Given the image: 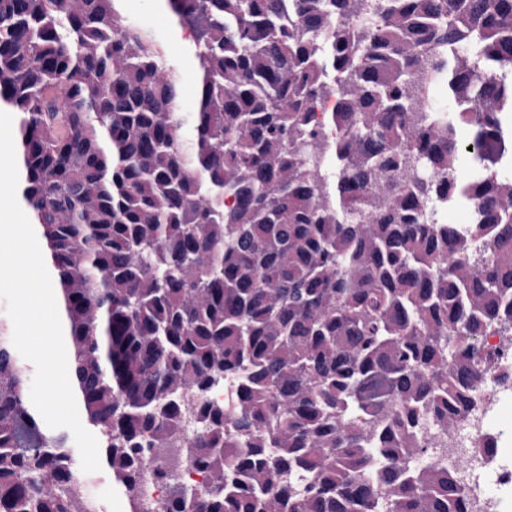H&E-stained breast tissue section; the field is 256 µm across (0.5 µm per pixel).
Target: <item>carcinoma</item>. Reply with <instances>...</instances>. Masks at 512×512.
<instances>
[{
    "label": "carcinoma",
    "instance_id": "obj_1",
    "mask_svg": "<svg viewBox=\"0 0 512 512\" xmlns=\"http://www.w3.org/2000/svg\"><path fill=\"white\" fill-rule=\"evenodd\" d=\"M121 2L0 0V107L128 512L166 448L156 512H466L416 428L453 430L478 338L512 336V0H164L191 113ZM462 196L482 223L460 234L436 203ZM30 376L1 319L0 512H88Z\"/></svg>",
    "mask_w": 512,
    "mask_h": 512
}]
</instances>
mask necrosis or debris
Segmentation results:
<instances>
[{"label":"necrosis or debris","mask_w":512,"mask_h":512,"mask_svg":"<svg viewBox=\"0 0 512 512\" xmlns=\"http://www.w3.org/2000/svg\"><path fill=\"white\" fill-rule=\"evenodd\" d=\"M480 343L492 350L494 357L474 383L476 403L454 432L433 436L431 445L455 468L467 512H501L503 497L512 494V460L499 452L502 435L494 431L490 419L512 391V382L503 381L504 373H512V341L487 335L481 337ZM486 469L495 474V487L490 491L474 479L477 471Z\"/></svg>","instance_id":"obj_1"}]
</instances>
